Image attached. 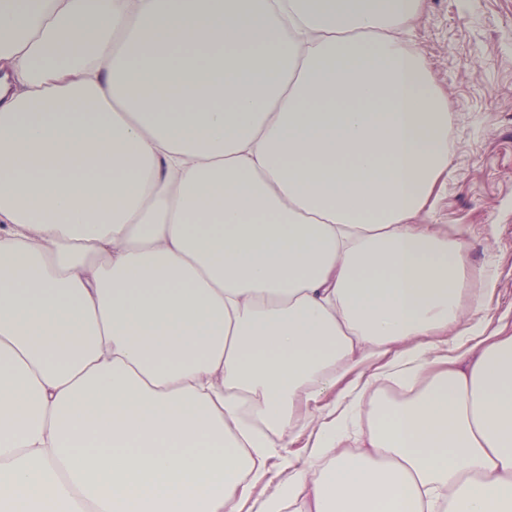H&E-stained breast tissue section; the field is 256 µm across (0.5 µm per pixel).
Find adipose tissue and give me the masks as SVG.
Returning a JSON list of instances; mask_svg holds the SVG:
<instances>
[{"mask_svg":"<svg viewBox=\"0 0 512 512\" xmlns=\"http://www.w3.org/2000/svg\"><path fill=\"white\" fill-rule=\"evenodd\" d=\"M421 9L0 0V512H512V327L418 221ZM314 425L307 429L303 434L299 435L293 441L285 440L288 443V448H282L281 452L286 453L294 461L296 469L299 471L307 464V448L311 440V432Z\"/></svg>","mask_w":512,"mask_h":512,"instance_id":"1","label":"adipose tissue"}]
</instances>
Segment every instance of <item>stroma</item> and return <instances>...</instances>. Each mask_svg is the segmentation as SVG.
<instances>
[{"label":"stroma","instance_id":"stroma-1","mask_svg":"<svg viewBox=\"0 0 512 512\" xmlns=\"http://www.w3.org/2000/svg\"><path fill=\"white\" fill-rule=\"evenodd\" d=\"M447 100L451 172L421 216L459 234L464 324H512V0H423L408 33Z\"/></svg>","mask_w":512,"mask_h":512}]
</instances>
